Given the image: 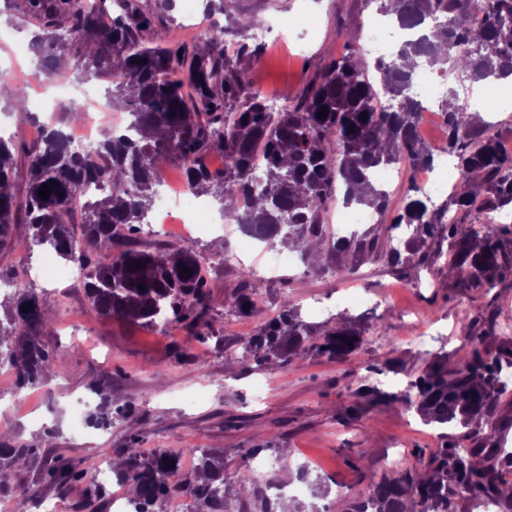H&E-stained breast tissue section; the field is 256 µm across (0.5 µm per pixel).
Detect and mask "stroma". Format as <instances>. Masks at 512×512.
Listing matches in <instances>:
<instances>
[{
  "label": "stroma",
  "mask_w": 512,
  "mask_h": 512,
  "mask_svg": "<svg viewBox=\"0 0 512 512\" xmlns=\"http://www.w3.org/2000/svg\"><path fill=\"white\" fill-rule=\"evenodd\" d=\"M242 14L266 35L262 56L242 65L248 82L292 101L348 48L367 53L365 24L375 7L367 0H224L223 13L211 18L200 11L164 18L152 37L200 42L211 25ZM82 101L78 94L55 99L23 122L0 112V135L33 145L41 124L67 127L70 104ZM244 238L237 225L219 224L195 241L210 287V311L197 336L176 325L160 331L98 316L76 282L32 283L53 320L43 342L58 373L19 391L13 371L0 368V432L7 445L36 451L9 473L12 488L27 492L23 507L12 493L0 494V512H44L47 500L61 502L63 512H114L115 500L129 498L128 483L87 478L64 489L48 473L63 466L91 472L130 446L146 457L176 453L186 474L206 450L223 455L228 476L250 466L249 449L283 456L270 482L301 467L308 472L309 486L293 501L297 512H336L394 469L429 474L443 430L408 408V383L438 355L454 353L464 327L480 332L490 314H512V277L482 295L454 287L443 274L402 276L380 260L361 263L345 280L330 250L321 251L311 272L298 250L278 244L257 242L239 256ZM276 254L290 263L272 274L267 261ZM244 268L253 270L259 293L249 316L234 306ZM285 303L318 335L339 319L355 322L361 347L338 363L316 354L285 368L243 361L249 336ZM257 383L263 395L253 394ZM80 397L90 404L77 433L71 405Z\"/></svg>",
  "instance_id": "obj_1"
}]
</instances>
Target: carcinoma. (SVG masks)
<instances>
[{
  "label": "carcinoma",
  "instance_id": "cac0c4a2",
  "mask_svg": "<svg viewBox=\"0 0 512 512\" xmlns=\"http://www.w3.org/2000/svg\"><path fill=\"white\" fill-rule=\"evenodd\" d=\"M34 20L31 46L49 76L71 70L91 80L112 79L110 103L129 112L126 131L104 135L93 153L72 149L64 129L43 126L41 141L16 147L0 136V253L15 237L49 247L65 261L79 260L82 288L93 310L147 326L180 323L195 331L210 309V289L201 275V256L192 241L163 251L137 249L130 234L149 212L159 187L158 172L172 160L182 164L189 188L208 194L218 211L260 238L309 253V244L336 251V272L355 274L361 261L385 260L393 267L442 272L461 288L489 294L512 275V224H491L485 217L512 210V153L501 148L494 125L476 120L456 88L441 102L447 127L443 153L454 159L460 190L436 208L428 193L409 180L403 206L389 211L390 192L374 183L373 169L395 163L405 170L432 167L436 157L414 138L420 102L412 94L417 70L460 75L474 85L512 77V0H368L376 10L397 15V22L430 25L433 36L401 42L391 62L368 64L352 47L317 75L297 103L274 108L247 81L240 63L257 59L258 43L240 42L235 56L225 54L223 28L192 44L154 43L155 18L173 9V0H156L146 12L138 0H26ZM482 9L485 23L464 20ZM79 56L70 63L66 50ZM391 104L382 105L381 98ZM6 107L32 118L27 85L5 89ZM326 116L318 117L323 107ZM214 151L224 155V171L205 163ZM27 166L23 194L14 187L18 163ZM261 162L262 178L251 170ZM55 181L48 199L42 185ZM95 183L99 195L83 205L80 217L68 211L82 186ZM342 193L346 205L360 204L379 217L369 236L334 238L325 215ZM473 217L464 224L446 218L452 210ZM401 231V236L394 235ZM193 273L188 275L184 268ZM252 272L242 270L235 309L256 310ZM144 289H139V286ZM32 304L25 311L23 306ZM51 322L37 298L22 293L9 322L0 320V365H8L19 388L38 383L56 370L39 337ZM310 335L283 303L279 314L247 341L253 361L286 367L312 352L336 362L359 348L360 333L340 327L323 341L304 346ZM468 347L430 364L410 383L417 412L428 425L458 428L431 458L423 477L407 470L384 476L372 494L350 501L347 512H452L456 499L481 496L512 512V488L491 461L503 449L499 429L482 428L508 391L500 364L509 346L495 354L484 336H467ZM34 454L32 448H0V474ZM117 474L131 482L134 512L178 492L222 512L228 479L224 469L201 455L195 480L169 482L179 471L177 456L159 451L146 459L138 448L116 451ZM67 488L86 471L60 468L50 473Z\"/></svg>",
  "mask_w": 512,
  "mask_h": 512
}]
</instances>
